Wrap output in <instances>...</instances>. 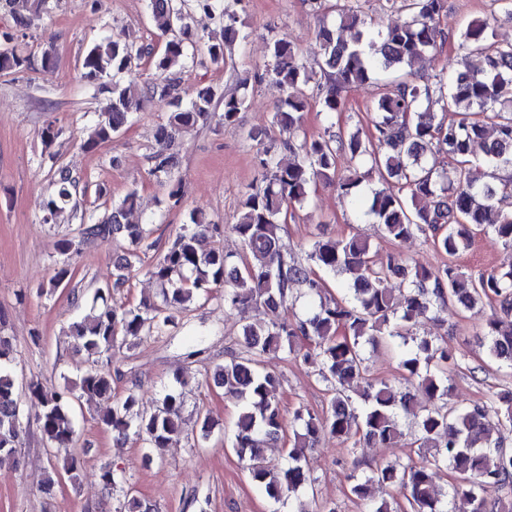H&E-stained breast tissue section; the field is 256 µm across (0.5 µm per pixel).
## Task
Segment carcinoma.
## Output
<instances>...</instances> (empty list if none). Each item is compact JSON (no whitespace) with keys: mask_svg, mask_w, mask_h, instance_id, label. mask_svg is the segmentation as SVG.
Wrapping results in <instances>:
<instances>
[{"mask_svg":"<svg viewBox=\"0 0 512 512\" xmlns=\"http://www.w3.org/2000/svg\"><path fill=\"white\" fill-rule=\"evenodd\" d=\"M5 2L31 20L43 18L49 9L48 0ZM306 2L319 18V72L308 70L290 38L269 42L264 77L281 90L273 117L280 147L257 148L261 185L243 193L237 221L230 225L245 247L244 255L236 259L219 248L201 249L200 237L209 222L193 210L189 223L147 268L161 285V303L145 300L118 309L109 302L112 289L126 284L139 252L155 247L143 225L123 222L136 205L137 193L128 192L102 214L82 215L89 240L108 239L119 230L129 252L115 260L112 285L97 289L86 300L90 312L71 323L73 347L107 357L129 338L163 334L174 313L222 288L225 305L261 309L268 316L242 327L239 352L213 376L214 384L239 403L232 449L268 498L283 503L311 482L304 449L321 435L349 442L353 449L361 439L386 444L402 437L401 416L411 415L416 419L417 458L366 469L359 459L352 461L347 475L350 492L365 502L366 512H394L387 499H374L375 486L388 493L402 492L408 512H452L451 504L458 500L469 506V512H512L511 497L489 499L492 492L512 490V450L492 435L494 424L512 427V390L503 389L469 408L453 406L445 398L451 392L449 373L458 364L455 354L445 342L422 338L411 347L407 342L437 304L470 309L484 299L495 300L500 311L486 319L476 340L487 347L491 360L512 365V268L472 276L451 262L435 270L411 265L396 254L378 262L370 245L356 235L318 237L310 244L305 263L281 244L288 210L303 207L322 181L340 196L352 198L394 241L422 234L435 248L455 257L469 248L474 230L481 227L512 248V208L504 205L512 197V178L500 176L512 170V44L496 42L488 20H472L458 36L463 56L454 75L422 86L414 81V67L444 39L439 19L446 0H402L408 19L385 29L365 14L360 0ZM147 7L165 37L161 52L112 35L88 48L82 58V77L89 82L108 75L130 76L126 84L112 82L103 108L105 119L82 147L91 150L112 141L149 99L166 102L170 112L156 132L160 148L152 156L150 175L178 203L182 178L172 147L211 119L216 96L210 87L193 93L181 88L188 47L204 44L211 63L219 66L246 35L231 14L224 15L221 34L205 35L192 29L176 0H147ZM329 11L336 16L332 24L326 22ZM344 28L355 31L350 43L340 38ZM144 58L153 62L157 79L142 85L136 70ZM28 63L13 50L0 52L1 73L20 71ZM370 80L383 83L385 92L367 108L373 114L369 135L364 137L357 129L343 136L327 128L317 138L299 139L310 98H317L321 111L331 117L346 108L343 92ZM247 84L244 78L235 92L222 94L223 124L235 123L245 109ZM434 98L455 109L460 118L447 122L437 117L430 111ZM477 146L483 156L474 161ZM432 149L445 153L452 167H428L425 155ZM341 151L350 154L352 166L346 171L337 166ZM283 152L294 160L282 162ZM374 171L384 186L364 195ZM53 185V193L39 205L45 224L67 208L78 209L88 190L65 168L54 172ZM338 273L349 280L339 296L330 297L328 278ZM393 279L406 287L401 303L386 287ZM301 288L314 307L291 322L280 320L278 309ZM382 336L401 340L395 346L397 386L367 374L364 347ZM301 341L307 346L303 359L318 364L317 376L332 397L320 414L307 408L294 412L293 446L282 449L281 460L273 463L264 449L280 445L284 416L274 396L278 379L264 363L271 354L300 351ZM12 353L10 338L0 335V457L15 454L22 433ZM28 391L51 458L62 460L63 469L71 473L79 460L73 405L85 397H111L112 374L90 370L74 388L50 389L36 382ZM421 397L429 406L417 410ZM137 404L130 392L112 402L98 421L121 437L138 436L148 448L167 447L179 431L183 395L165 394L149 415L136 409ZM445 470L451 471L453 481L443 492L435 477Z\"/></svg>","mask_w":512,"mask_h":512,"instance_id":"carcinoma-1","label":"carcinoma"}]
</instances>
